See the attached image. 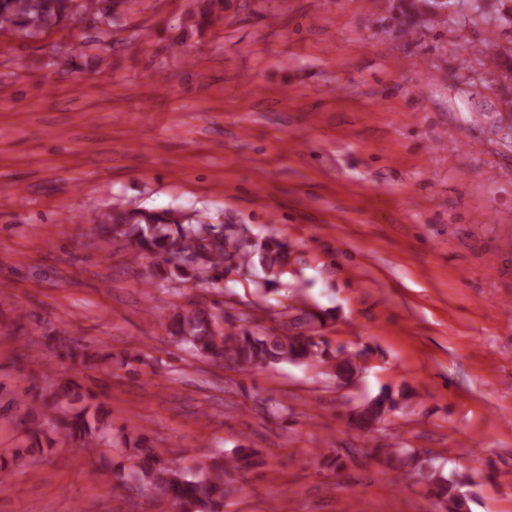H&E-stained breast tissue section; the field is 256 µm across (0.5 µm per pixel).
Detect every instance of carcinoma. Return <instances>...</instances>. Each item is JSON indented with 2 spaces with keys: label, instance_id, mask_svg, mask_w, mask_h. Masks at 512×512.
<instances>
[{
  "label": "carcinoma",
  "instance_id": "cac0c4a2",
  "mask_svg": "<svg viewBox=\"0 0 512 512\" xmlns=\"http://www.w3.org/2000/svg\"><path fill=\"white\" fill-rule=\"evenodd\" d=\"M415 17L408 32L420 27L417 17L448 7V0H411ZM224 0H203L199 12L201 22L214 24L222 19ZM81 11L97 15L100 23L112 28V12L97 8L96 0H0V28L36 34L41 30ZM109 238L120 239L138 255L142 252L159 258L158 274L148 281L153 288H164L172 282L199 279V274L211 272L213 280L224 278V271L233 263L250 267L253 256L271 269L283 265L288 253L273 236L252 246L229 230L219 236L212 234L213 225L200 218L185 223L170 211L148 209L114 211L97 220ZM218 316L201 309L182 305L173 308L172 335L195 356L212 361L231 362L239 367L266 368L279 363L311 361L330 363L336 356L299 334L288 336L276 332L256 336L244 327H220ZM82 400L78 393L68 401L58 399V425L65 435L89 452L107 443L108 436L99 427L98 417L89 414L90 407L76 408L73 402ZM394 403L391 393L384 392L356 416L359 426H369L380 418L386 403ZM255 452L234 449L224 459L201 461L193 475L161 459V453L140 449L129 457L127 472L119 477H134L147 482L155 495L170 502L173 512H218L224 499L235 492L236 476L256 465ZM416 476L434 487L438 504L446 512H468L459 492L462 481L434 468L417 470Z\"/></svg>",
  "mask_w": 512,
  "mask_h": 512
}]
</instances>
